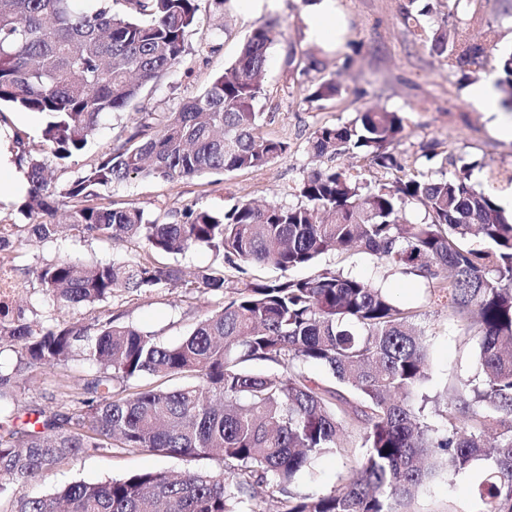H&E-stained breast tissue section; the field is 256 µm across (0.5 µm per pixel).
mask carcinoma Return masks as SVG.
Here are the masks:
<instances>
[{
  "mask_svg": "<svg viewBox=\"0 0 512 512\" xmlns=\"http://www.w3.org/2000/svg\"><path fill=\"white\" fill-rule=\"evenodd\" d=\"M74 0H0V103L43 114L46 148L64 161L84 150L100 118L124 109L140 90L178 64L186 52L197 0H98L76 11ZM484 0H453L464 24L443 21L429 32L406 11L411 33L430 44L445 65L499 73L502 104L512 109V51L474 41ZM122 9H114L115 5ZM274 25L257 27L236 61L198 96L171 112L156 130L138 122L115 149L73 180L51 190L43 160L21 139L16 162L27 168L23 209L56 212L55 197L71 202L70 231L95 239H137L149 250L178 254L204 248L237 267L271 264L283 272L314 265L323 255L363 248L432 283L454 315L478 326L479 383L457 391L448 418L466 432L440 434L426 422L427 344L411 312L382 289L329 269L300 280L240 282L232 297L208 312L179 343L109 317L93 326L45 321L35 328L0 306V346L19 365L0 368V499L5 512H253L248 504L271 485L284 496L279 512H411L419 489L442 470L487 464L478 488L484 512H512V213L472 182L473 166L450 177H397L370 186L335 167L312 171L300 186L303 203L259 207L240 203L218 217L208 211L166 223L135 206L113 209L104 191L129 178L166 182L210 171L258 169L289 145L260 132V76ZM334 78L311 87L308 104L337 97ZM404 118L365 109L348 125L322 126L309 138L316 157L362 154L369 164L400 170L386 145ZM409 204L425 221L406 219ZM60 225H30L39 242ZM38 279L59 308L104 302L119 292L180 283L200 294H222L218 269L184 279L176 267L143 257L86 265L43 266ZM81 359L98 367L81 391L68 393L73 410L33 407L18 425L25 370ZM253 362L280 367L254 371ZM324 366L337 385L325 387L303 371ZM179 376L169 390L144 386L129 396L114 384L144 376ZM364 423L366 453L341 487L292 492L313 456L340 447L345 418ZM148 448L167 456L221 453L216 474L145 472L104 482L74 481L53 493L13 498L15 484L33 481L88 451Z\"/></svg>",
  "mask_w": 512,
  "mask_h": 512,
  "instance_id": "1",
  "label": "carcinoma"
}]
</instances>
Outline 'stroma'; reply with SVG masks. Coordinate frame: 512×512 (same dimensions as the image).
<instances>
[{"instance_id":"stroma-1","label":"stroma","mask_w":512,"mask_h":512,"mask_svg":"<svg viewBox=\"0 0 512 512\" xmlns=\"http://www.w3.org/2000/svg\"><path fill=\"white\" fill-rule=\"evenodd\" d=\"M336 3L347 35L338 48L329 50L306 33L304 19L312 8L310 0H270L269 6L258 11L243 9L240 0H197L196 21L188 37L191 51L183 62L145 87L130 107L106 115L82 153L64 162L44 148L43 115L8 106L0 111L9 127L20 133L27 149L39 155L52 171L55 185H63L123 140L139 113L149 112L160 119L198 96L235 61L253 29L274 19L279 27L268 51L264 92L256 109L262 114L261 133L287 141L288 151L259 169L214 171L174 183L129 179L106 190L107 202L116 208L138 206L151 217L180 223L189 212L205 210L221 215L244 201L298 204L303 180L319 168L335 166L357 172L371 185L393 180L394 172L369 165L359 156L317 159L308 149V139L317 128L351 123L359 111L372 105L399 112L404 118L403 130L387 146L388 152L401 161L404 175L438 178L470 163L474 166V183L492 189L497 196L511 193L512 140L497 137L492 129L493 117L472 104L473 80L463 79L461 72H449L428 47L414 40L403 19L409 0ZM332 76L342 82V94L319 107L305 104L306 89ZM22 201L18 195L0 203V224L11 229L7 265L19 284L12 303L24 321L36 325L52 317L61 323L80 321L88 325L115 315L120 322L148 332L162 343L175 344L206 311L225 301L221 294L203 296L187 288L171 287L119 293L92 307L57 308L42 292L37 273L43 265L60 261H135L147 250L135 241L80 238L70 232L51 242H38L29 234L30 219L20 210ZM157 260L188 274L223 267L231 285L271 281L284 275L302 279L313 275L315 269L328 268L386 289L426 332L429 378L423 393L428 398V421L439 431L450 428L447 392L480 379L478 338L471 320L450 314L425 278L376 255L343 250L323 256L316 267H300L285 274L269 265H249L242 271L230 264L224 266L212 252L201 248L177 255L161 254ZM95 372L94 365L76 360L26 373L24 402L44 405L52 400L64 405V398L53 395L57 384L75 377L89 379ZM362 434V422L346 421L343 450L317 455L296 483V492L316 494L340 487L348 469L365 453ZM223 467L218 455L173 457L146 448L87 453L28 485L12 487L11 493L16 497L39 494L75 480L98 482L143 472L217 473ZM485 476L486 467L480 461L459 473L440 472L420 488L411 508L413 512H483L478 486Z\"/></svg>"}]
</instances>
